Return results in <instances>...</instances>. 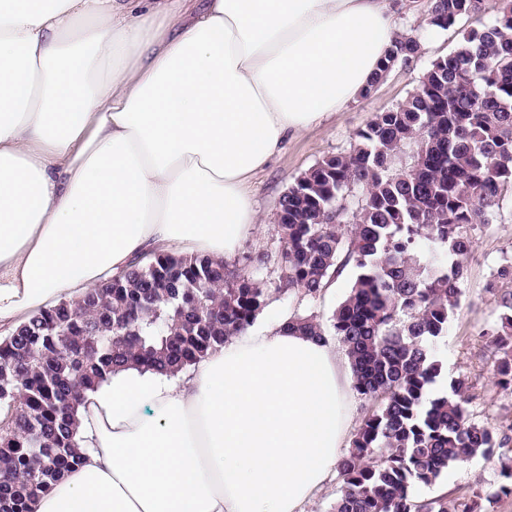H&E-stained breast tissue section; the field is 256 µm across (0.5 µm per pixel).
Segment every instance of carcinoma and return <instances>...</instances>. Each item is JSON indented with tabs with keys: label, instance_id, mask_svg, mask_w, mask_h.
<instances>
[{
	"label": "carcinoma",
	"instance_id": "1",
	"mask_svg": "<svg viewBox=\"0 0 512 512\" xmlns=\"http://www.w3.org/2000/svg\"><path fill=\"white\" fill-rule=\"evenodd\" d=\"M480 0H430L429 25L448 29ZM400 34L365 93L417 56ZM417 146L413 166L397 169ZM362 190L358 208L348 197ZM512 191V0L435 59L407 98L378 112L346 154L303 172L279 200L275 246L239 266L206 255L155 252L99 288L63 298L0 340V512H31L35 496L76 466L82 393L129 365L183 370L250 327L272 301H311L351 265L347 296L298 328L332 336L352 369L353 394L370 409L337 466L332 512H448V497L420 499L448 466L504 447L500 429L468 410V378L433 391L438 340L459 306L473 234L496 221ZM512 255L487 292L499 314L484 335L503 351L497 384L512 390ZM499 492L512 494L501 455Z\"/></svg>",
	"mask_w": 512,
	"mask_h": 512
}]
</instances>
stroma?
I'll return each mask as SVG.
<instances>
[{
    "label": "stroma",
    "mask_w": 512,
    "mask_h": 512,
    "mask_svg": "<svg viewBox=\"0 0 512 512\" xmlns=\"http://www.w3.org/2000/svg\"><path fill=\"white\" fill-rule=\"evenodd\" d=\"M500 4L501 0H482L477 15L461 18L446 30L428 25L427 0H416L411 7L398 5L393 12L397 29L419 35L418 56L409 65L394 67L369 96L357 97L329 122L290 139L265 171L254 177L251 195L260 224L256 232L243 241L242 251L270 243L279 199L298 176L327 157L349 152L356 143L357 132L366 127L375 113L403 101L431 62L452 51L468 31L492 23ZM511 253L512 203L508 202L497 221L476 230L460 305L447 336L437 343L444 362L437 390H446L452 379L467 376L471 413L479 421L502 429L512 427V391L498 386L494 374L498 352L482 332L499 313L493 296L487 291V283L502 256ZM354 274L353 268H346L316 301H305L298 306L285 301L271 302L257 320L263 323L294 311H313L321 318H328L347 295ZM499 482L497 459L476 457L466 465L450 466L439 484L419 489L418 494L426 499L444 494L453 505L477 491L481 494L483 512H512V495L497 494Z\"/></svg>",
    "instance_id": "obj_1"
}]
</instances>
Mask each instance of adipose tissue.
Wrapping results in <instances>:
<instances>
[{
  "instance_id": "1",
  "label": "adipose tissue",
  "mask_w": 512,
  "mask_h": 512,
  "mask_svg": "<svg viewBox=\"0 0 512 512\" xmlns=\"http://www.w3.org/2000/svg\"><path fill=\"white\" fill-rule=\"evenodd\" d=\"M390 0H0V325L154 249L228 260L253 178L363 93ZM350 364L286 320L84 392L82 463L33 512H303Z\"/></svg>"
}]
</instances>
